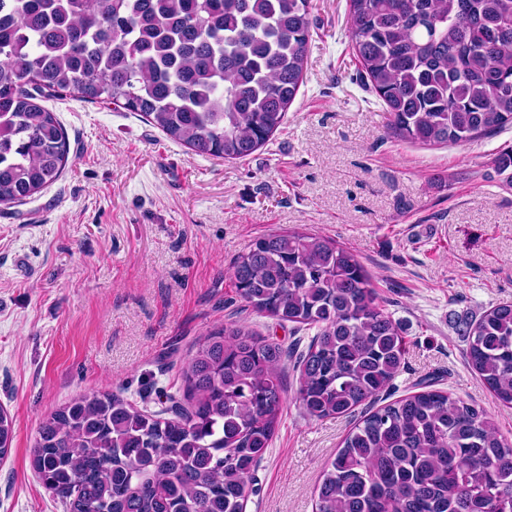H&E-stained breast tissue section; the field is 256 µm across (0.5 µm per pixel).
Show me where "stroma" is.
Instances as JSON below:
<instances>
[{
  "label": "stroma",
  "instance_id": "stroma-1",
  "mask_svg": "<svg viewBox=\"0 0 512 512\" xmlns=\"http://www.w3.org/2000/svg\"><path fill=\"white\" fill-rule=\"evenodd\" d=\"M304 82L280 130L243 160L199 156L138 114L53 97L70 154L60 178L0 205V407L14 422L0 460V512H64L32 467L40 423L76 395L140 409L181 395L195 343L225 325L293 350L310 331L251 310L235 257L271 233L318 234L352 250L406 342L383 398L422 388L500 406L469 367L464 322L512 301V187L496 169L512 126L464 145L387 136L363 87L348 0H312ZM286 393L246 512H315L322 471L360 413L316 420Z\"/></svg>",
  "mask_w": 512,
  "mask_h": 512
}]
</instances>
